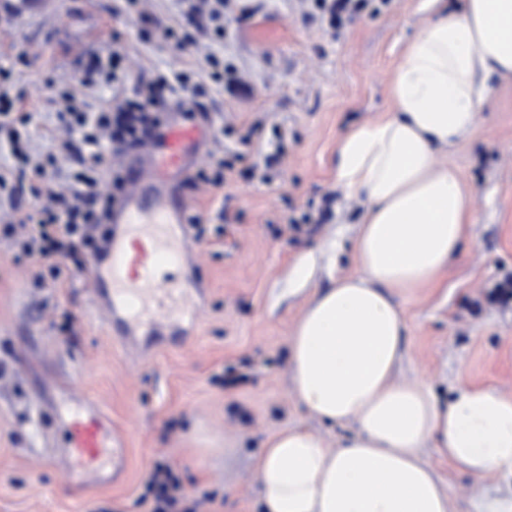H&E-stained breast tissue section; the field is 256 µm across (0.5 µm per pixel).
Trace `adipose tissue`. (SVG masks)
Returning <instances> with one entry per match:
<instances>
[{"instance_id": "1", "label": "adipose tissue", "mask_w": 512, "mask_h": 512, "mask_svg": "<svg viewBox=\"0 0 512 512\" xmlns=\"http://www.w3.org/2000/svg\"><path fill=\"white\" fill-rule=\"evenodd\" d=\"M512 76V0H466L405 46L383 121L348 132L336 180L364 212L356 268L313 289L289 338L288 374L316 417L349 424L328 448L287 427L253 461L259 512H452L424 449L455 469L512 474V396L458 374L448 401L399 381L406 321L399 295L435 283L477 223L472 193L436 151L472 130L492 83Z\"/></svg>"}]
</instances>
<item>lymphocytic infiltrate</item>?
Masks as SVG:
<instances>
[{"mask_svg":"<svg viewBox=\"0 0 512 512\" xmlns=\"http://www.w3.org/2000/svg\"><path fill=\"white\" fill-rule=\"evenodd\" d=\"M182 22L159 25L150 16H143L146 28L176 49L188 52L197 44V31L224 34V14L231 0H182ZM130 91L114 96L110 105L93 111L76 103L72 90L56 87L46 79L47 88L65 104L57 113V121L78 134L82 149L73 151L69 170H62L53 155H34L28 138L33 121L29 112L14 110L9 75L0 72V144L5 145L13 159L0 167V193L14 196L16 184L29 179L33 195H47L46 205L24 208L14 206L13 222L0 226V236L9 240L16 259L36 258L48 267L47 274H36V281L45 276L59 277L58 259L72 260L78 270H85L84 252L102 249L108 228L107 215L122 189L120 166L114 156L143 144L160 125L169 103L179 100L195 103L200 91L189 73L161 74L152 80L132 81ZM108 181V191H101V181ZM153 495L150 512H202L206 499H190L171 468L157 464L149 480Z\"/></svg>","mask_w":512,"mask_h":512,"instance_id":"obj_1","label":"lymphocytic infiltrate"}]
</instances>
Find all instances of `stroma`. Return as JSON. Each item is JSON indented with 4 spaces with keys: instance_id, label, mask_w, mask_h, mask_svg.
I'll use <instances>...</instances> for the list:
<instances>
[{
    "instance_id": "obj_1",
    "label": "stroma",
    "mask_w": 512,
    "mask_h": 512,
    "mask_svg": "<svg viewBox=\"0 0 512 512\" xmlns=\"http://www.w3.org/2000/svg\"><path fill=\"white\" fill-rule=\"evenodd\" d=\"M248 5L251 17L225 16L223 40H199L201 53L231 61L244 77L242 87L212 85L201 99L214 125L234 130L210 148L227 157L248 152L261 168L273 144L241 139L253 126H277L287 134V153L268 168V180L234 169L223 188H183L204 225L224 232L195 242L204 310L182 342L130 352L111 336L74 266L36 285L39 262H14L9 242L0 240V512H92L99 505L147 512L139 498L158 461L171 465L188 494L212 496L213 512H254L252 461L269 436L303 426L335 448L352 432L313 417L292 391L289 337L310 291L296 288L290 273L300 258H313V283L326 286L322 253L336 238L337 274L354 270L363 206L336 183V145L390 111L394 71L425 14L421 0H389L335 34L305 22L297 0ZM143 12L172 22L180 4L143 0ZM140 13L116 12L113 0H0V70L23 90L20 110L34 115V150L55 154L59 166L71 163L61 148L70 135L56 122L61 106L45 75L74 83L92 53L115 47L134 77L195 66V58L144 36ZM437 163L474 195L478 222L436 286L401 297L407 356L396 378L427 380L444 401L462 370L473 383L512 395V303L489 298L512 273V78L496 83L473 130L439 149ZM308 205L312 223L292 229L289 217ZM61 378L111 417L128 448L121 483L78 489L48 460V406ZM423 454L456 512H471L488 491L512 497L511 475L491 481L455 470L432 449Z\"/></svg>"
}]
</instances>
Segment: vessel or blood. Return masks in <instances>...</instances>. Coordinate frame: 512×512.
<instances>
[{
  "mask_svg": "<svg viewBox=\"0 0 512 512\" xmlns=\"http://www.w3.org/2000/svg\"><path fill=\"white\" fill-rule=\"evenodd\" d=\"M183 112V107H173L158 137L123 159L125 189L111 211L108 243L88 265L96 309L133 351L142 331L161 340H181V321L197 319L200 312L186 302L181 280L160 274L164 268L193 275L199 269L189 246L190 204L170 183L200 165L207 132L203 125L183 121ZM74 404V410L55 416L63 442L53 448L52 461L82 485L118 482L127 467L123 440L95 400L84 396Z\"/></svg>",
  "mask_w": 512,
  "mask_h": 512,
  "instance_id": "vessel-or-blood-1",
  "label": "vessel or blood"
}]
</instances>
